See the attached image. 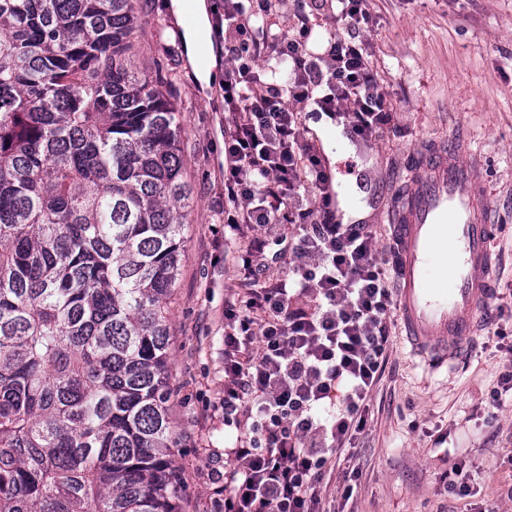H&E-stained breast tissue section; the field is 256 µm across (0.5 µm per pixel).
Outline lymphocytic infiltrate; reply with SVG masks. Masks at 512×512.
Masks as SVG:
<instances>
[{
    "label": "lymphocytic infiltrate",
    "instance_id": "lymphocytic-infiltrate-1",
    "mask_svg": "<svg viewBox=\"0 0 512 512\" xmlns=\"http://www.w3.org/2000/svg\"><path fill=\"white\" fill-rule=\"evenodd\" d=\"M220 0L224 224L248 240L224 302V423L239 434L217 512H326L321 487L350 468L387 364L392 270L368 225L337 222L303 115L342 118L362 140L393 115L363 41L367 0ZM331 24L317 43L310 13ZM317 190L314 206L303 205ZM291 233H284V226Z\"/></svg>",
    "mask_w": 512,
    "mask_h": 512
}]
</instances>
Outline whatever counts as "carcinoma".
Wrapping results in <instances>:
<instances>
[{
    "label": "carcinoma",
    "mask_w": 512,
    "mask_h": 512,
    "mask_svg": "<svg viewBox=\"0 0 512 512\" xmlns=\"http://www.w3.org/2000/svg\"><path fill=\"white\" fill-rule=\"evenodd\" d=\"M138 0H0V512H181L167 313L192 208Z\"/></svg>",
    "instance_id": "obj_1"
}]
</instances>
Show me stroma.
Here are the masks:
<instances>
[{"label":"stroma","instance_id":"35a3bbf8","mask_svg":"<svg viewBox=\"0 0 512 512\" xmlns=\"http://www.w3.org/2000/svg\"><path fill=\"white\" fill-rule=\"evenodd\" d=\"M170 0H145L160 33L138 35L148 74L173 82L185 172L193 188L187 241L169 316L170 418L180 440L183 512H211L224 483L225 451L238 435L225 425L224 299L242 277L243 238L224 237V100L222 83L203 86L181 46L184 27ZM364 33L397 125L363 142L318 115L306 120L342 189L367 202L355 213L388 252L386 202L400 195L422 149L446 142L447 160L476 168L489 198L494 253L491 295L478 333L448 372L428 375L393 340L370 403L372 418L352 450L359 471L352 496L333 473L322 497L331 512H512V401L488 418L487 400L512 366V0H368ZM463 469L471 494L449 495L444 473Z\"/></svg>","mask_w":512,"mask_h":512}]
</instances>
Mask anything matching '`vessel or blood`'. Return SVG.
I'll return each mask as SVG.
<instances>
[{
  "label": "vessel or blood",
  "mask_w": 512,
  "mask_h": 512,
  "mask_svg": "<svg viewBox=\"0 0 512 512\" xmlns=\"http://www.w3.org/2000/svg\"><path fill=\"white\" fill-rule=\"evenodd\" d=\"M392 208L398 316L410 354L437 371L470 338L489 299L492 232L476 170L438 153L418 157Z\"/></svg>",
  "instance_id": "b4317fda"
}]
</instances>
